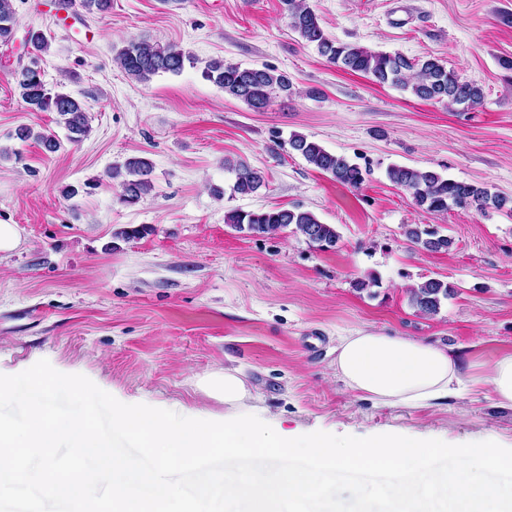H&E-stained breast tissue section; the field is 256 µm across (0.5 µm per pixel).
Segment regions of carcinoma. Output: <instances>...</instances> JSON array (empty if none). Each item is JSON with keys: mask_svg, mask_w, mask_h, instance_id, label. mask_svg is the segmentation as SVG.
<instances>
[{"mask_svg": "<svg viewBox=\"0 0 512 512\" xmlns=\"http://www.w3.org/2000/svg\"><path fill=\"white\" fill-rule=\"evenodd\" d=\"M77 2L90 14H103L112 7V0H60L58 5L70 9ZM282 4L291 28L333 65L366 74L379 84L409 90L421 99L446 101L450 105L466 108L483 104L481 86L461 79L454 70L436 58L416 60L400 53L373 51L363 46L333 41L325 35L319 16L305 0H282ZM16 25L12 0H0L1 44L7 45L13 40ZM27 45L30 47L29 55L38 59L49 48L46 36L33 30L28 32ZM114 61L128 76L146 83L159 73L179 74L185 62L192 63L194 59L176 44L160 45L145 39H131L118 51ZM203 76L222 87L224 93L242 100L255 112L265 110L271 93L278 91L288 96L295 91L288 74L267 66L242 67L226 64L222 60H211L206 64ZM17 85L22 100L31 110L58 114L59 123L66 129L70 143L78 144L88 137L91 131L88 116L77 99L47 88L42 75L29 68L18 71ZM16 138L21 141L32 138L49 153H55L62 147L56 136L36 132L29 126L18 128ZM288 144L309 164L331 175L337 182L351 188H357L364 182L359 164L347 157L329 152L300 134L291 135ZM224 166L236 171L232 186L235 194H254L264 184L261 172L242 162L226 159ZM152 169L148 159L133 156L109 168L107 175L119 182L122 202L134 204L152 191ZM387 175L392 183L407 190L419 207L433 214L446 213L452 206L473 208L483 213L489 209L501 210L509 203L507 197L494 194L484 186L448 179L430 169L394 165L389 167ZM224 223L238 231L247 230L256 234L275 233L292 225L294 232L303 235L321 250L336 247L339 240L333 225L322 223L312 212L300 208L232 210L225 214ZM405 236L412 244L430 252L446 251L452 246L450 238L439 236L435 231L422 230L417 225L407 227ZM407 293L417 312L434 315L439 312L443 302L453 295V288L441 280L429 279L408 289Z\"/></svg>", "mask_w": 512, "mask_h": 512, "instance_id": "cac0c4a2", "label": "carcinoma"}]
</instances>
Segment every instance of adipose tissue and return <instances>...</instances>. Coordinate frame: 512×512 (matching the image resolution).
Here are the masks:
<instances>
[{
    "instance_id": "ef3b65f1",
    "label": "adipose tissue",
    "mask_w": 512,
    "mask_h": 512,
    "mask_svg": "<svg viewBox=\"0 0 512 512\" xmlns=\"http://www.w3.org/2000/svg\"><path fill=\"white\" fill-rule=\"evenodd\" d=\"M335 352L337 377L360 398L426 407L466 380L488 387L500 405L512 408V354L498 358L487 371L468 372L445 347L366 328L340 337Z\"/></svg>"
}]
</instances>
